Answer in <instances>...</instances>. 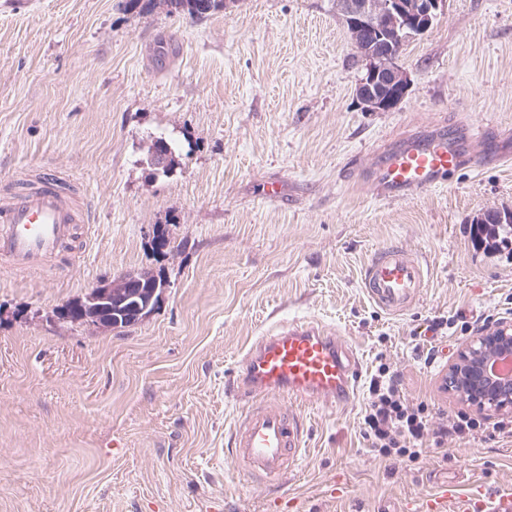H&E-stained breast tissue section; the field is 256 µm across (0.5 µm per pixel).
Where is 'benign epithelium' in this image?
<instances>
[{"mask_svg": "<svg viewBox=\"0 0 512 512\" xmlns=\"http://www.w3.org/2000/svg\"><path fill=\"white\" fill-rule=\"evenodd\" d=\"M444 0H337V7L353 27L373 37L384 38L387 30L402 33L398 43L388 44L387 57L364 58V74L355 97L366 112H387L406 96L407 71L399 64V43L426 33L437 18ZM144 275L126 272L101 284L87 294L90 312L80 321L99 326V315L110 302L112 289L128 291L141 285ZM512 357V322L501 321L478 336L472 337L448 367V389L457 392L461 401L487 413L512 408V375L498 376L492 371L496 358Z\"/></svg>", "mask_w": 512, "mask_h": 512, "instance_id": "7a95c632", "label": "benign epithelium"}]
</instances>
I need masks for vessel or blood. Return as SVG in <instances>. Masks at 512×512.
Listing matches in <instances>:
<instances>
[{
	"instance_id": "obj_1",
	"label": "vessel or blood",
	"mask_w": 512,
	"mask_h": 512,
	"mask_svg": "<svg viewBox=\"0 0 512 512\" xmlns=\"http://www.w3.org/2000/svg\"><path fill=\"white\" fill-rule=\"evenodd\" d=\"M470 158L456 131L399 138L382 149L363 178L376 198L398 202L446 185ZM57 174L41 172L17 180L0 198V269L42 270L72 250L75 227L88 221V204L64 192ZM426 285L422 259L399 247L376 252L365 264L361 286L391 314L407 311ZM360 362L334 332L307 320L278 322L258 336L231 381L243 411L232 427V463L248 474L279 481L298 460L304 423L301 404L337 405L356 394ZM416 512H512V491L484 483L445 482Z\"/></svg>"
}]
</instances>
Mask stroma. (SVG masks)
I'll return each instance as SVG.
<instances>
[{"label": "stroma", "instance_id": "1", "mask_svg": "<svg viewBox=\"0 0 512 512\" xmlns=\"http://www.w3.org/2000/svg\"><path fill=\"white\" fill-rule=\"evenodd\" d=\"M356 53L336 0H231L201 18L0 0V191L47 169L90 207L80 256L0 274V512H397L449 480L512 488V437L378 455L362 390L306 406L280 482L233 470L227 382L274 322L341 332L362 376L390 365L410 400L451 415L465 405L449 364L512 320V258L471 234L485 211H512V0H447L401 54L411 83L392 111L357 103ZM451 127L474 164L414 198L375 197L362 172L377 149ZM159 137L174 149L164 175L147 153ZM273 181L281 198L265 195ZM157 225L171 249H153ZM389 246L427 272L398 315L361 286ZM129 270L169 283L149 317L115 331L55 320ZM436 316L450 328L429 363L414 345Z\"/></svg>", "mask_w": 512, "mask_h": 512}]
</instances>
